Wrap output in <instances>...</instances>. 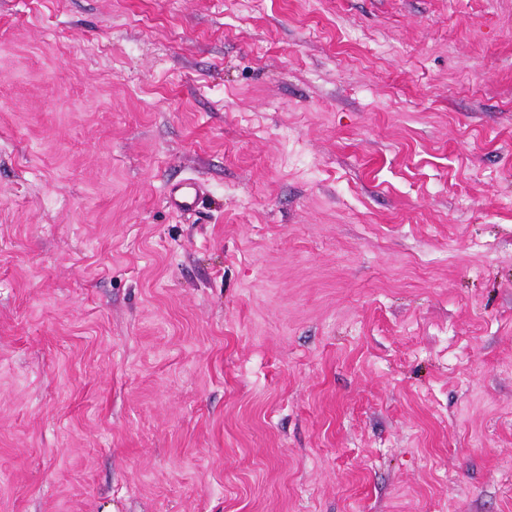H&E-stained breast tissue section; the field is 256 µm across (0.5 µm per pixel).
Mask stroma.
I'll list each match as a JSON object with an SVG mask.
<instances>
[{
	"label": "stroma",
	"mask_w": 512,
	"mask_h": 512,
	"mask_svg": "<svg viewBox=\"0 0 512 512\" xmlns=\"http://www.w3.org/2000/svg\"><path fill=\"white\" fill-rule=\"evenodd\" d=\"M0 512H512V0H0ZM204 195V185L201 182L185 178L171 184L167 199L172 210L192 213L202 203Z\"/></svg>",
	"instance_id": "obj_1"
}]
</instances>
